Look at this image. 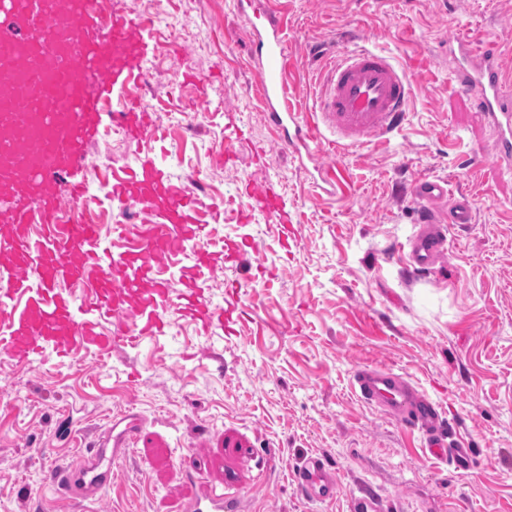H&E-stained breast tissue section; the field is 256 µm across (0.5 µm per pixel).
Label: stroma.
<instances>
[{"instance_id": "35a3bbf8", "label": "stroma", "mask_w": 512, "mask_h": 512, "mask_svg": "<svg viewBox=\"0 0 512 512\" xmlns=\"http://www.w3.org/2000/svg\"><path fill=\"white\" fill-rule=\"evenodd\" d=\"M288 26L292 101L316 109L338 52L375 48L412 84L408 120L389 142L327 150L341 175L317 188L314 164L285 153L254 89L251 22L236 0H159L143 98L151 144L175 183L201 180L223 202L222 272L203 284L207 304L240 294L231 327L210 335L171 314L166 336L107 356L45 353L20 365L0 352V512H79L45 487L43 467H67L112 416L143 427L112 469L102 512H182L196 492L173 460L192 455L206 481L238 489L250 512H349L360 489L389 512H512V173L484 150L491 136L471 101L453 92L443 44L463 29L497 42L512 70V0H271ZM184 31L180 58L168 34ZM209 103L196 112L192 77ZM460 146L449 148V135ZM142 146L94 137L74 179L109 182ZM447 181L472 197L474 222L448 227V250L408 273L418 230L408 189ZM272 181L289 226L237 215L247 182ZM264 258L273 278L252 260ZM388 366L439 404L469 442L458 471L424 456L420 433L356 394L358 369ZM336 470L335 500L300 496L291 474L308 455Z\"/></svg>"}]
</instances>
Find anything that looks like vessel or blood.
Masks as SVG:
<instances>
[{
	"label": "vessel or blood",
	"mask_w": 512,
	"mask_h": 512,
	"mask_svg": "<svg viewBox=\"0 0 512 512\" xmlns=\"http://www.w3.org/2000/svg\"><path fill=\"white\" fill-rule=\"evenodd\" d=\"M268 4L245 0L262 20L251 37L255 85L286 150L315 161L324 149L323 130H330L334 147L348 149L386 142L402 128L411 85L391 57L367 48L337 58L320 93L319 119L302 117L291 101L286 26ZM148 27L133 12L113 15L102 26L94 0H0V308L10 311L0 351L17 362L48 350L66 359L83 349L105 355L162 334L171 293L164 271L177 256L191 261L179 275L185 314L206 327L217 318L231 320L236 309L232 303L218 311L206 305L199 280L217 267L203 260L205 227L194 218L196 190L173 184L152 152L116 176L109 192L110 199L153 219L131 251L112 252L97 225L64 224L58 217L61 178L97 133L102 100L147 77ZM447 55L455 90L472 98L492 132L494 160L512 169V75L479 32L454 36ZM113 120L124 136L147 139L141 105L114 113ZM447 195V181L427 178L413 192L419 223L410 241L413 269H427L446 253L448 225L473 221L468 199L438 208L437 200ZM244 197L238 213L246 222L256 205H270L277 194L269 182L260 190L247 185ZM34 223L38 232L27 234L26 225ZM66 280L84 288L82 303L60 290ZM354 389L366 404L421 431L430 455L471 469L470 448L452 438L438 405L403 374L363 369ZM139 432L137 418L113 420L79 464L45 469L43 484L82 512H96L112 485L113 462ZM293 481L313 501H331L338 490L337 475L321 455L305 457ZM244 503V496L199 483L184 512H243Z\"/></svg>",
	"instance_id": "b4317fda"
}]
</instances>
